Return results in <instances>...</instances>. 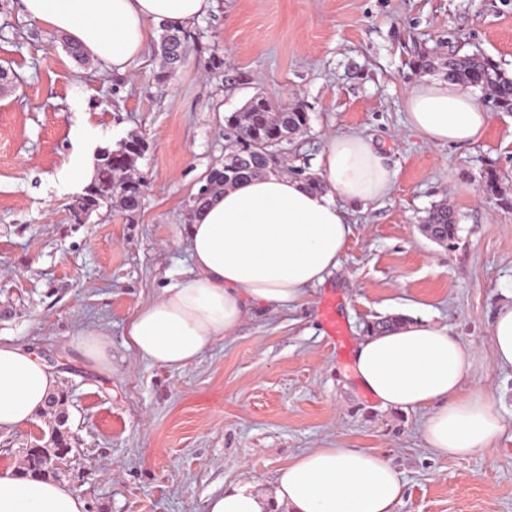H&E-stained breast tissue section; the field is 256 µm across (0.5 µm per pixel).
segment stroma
Listing matches in <instances>:
<instances>
[{"label":"stroma","instance_id":"obj_1","mask_svg":"<svg viewBox=\"0 0 512 512\" xmlns=\"http://www.w3.org/2000/svg\"><path fill=\"white\" fill-rule=\"evenodd\" d=\"M0 0V67L15 88L0 95V341L33 349L68 396L72 451L61 480L88 512H206L208 498L248 479L270 487L309 448H367L390 460L404 492L394 512H512V371L495 366L489 330L512 302V112L491 114L483 137L431 146L405 123L418 76L412 55L480 54L512 76V0H214L183 68L154 79L159 26L142 58L118 74L78 64L59 35ZM224 58V77L207 70ZM246 74L245 82L229 76ZM301 103L308 128L288 157L316 171L331 132L369 138L393 186L347 204L353 233L325 285L289 308L251 309L198 361L168 369L124 343L127 320L176 281L186 204L224 156L226 113L257 92ZM149 150L140 215L100 208L83 224L70 208L83 189L65 171L75 154L130 132ZM496 169L498 194L484 187ZM457 216L453 246L423 227L431 207ZM333 305L344 343L329 336ZM431 320L478 351L464 387L501 400L506 425L491 448L464 458L428 448L422 412L382 406L351 373L368 324ZM108 334L109 367L90 360L80 332ZM37 416L0 431V472L49 431Z\"/></svg>","mask_w":512,"mask_h":512}]
</instances>
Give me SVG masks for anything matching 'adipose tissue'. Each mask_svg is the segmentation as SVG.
Wrapping results in <instances>:
<instances>
[{"mask_svg":"<svg viewBox=\"0 0 512 512\" xmlns=\"http://www.w3.org/2000/svg\"><path fill=\"white\" fill-rule=\"evenodd\" d=\"M213 0H21L23 14L80 45L91 60L125 73L155 22L185 25ZM407 125L432 146L479 140L491 116L464 87L421 79L404 102ZM324 191L287 175L251 177L209 199L179 241L189 257L182 279L141 307L124 328L142 358L171 369L196 362L230 336L249 308H288L324 284L352 233L340 200L386 196L392 174L358 133L326 137ZM494 364L512 370V303L491 324ZM477 350L447 327L406 323L365 336L353 362L359 385L385 407L423 410L425 440L442 457L489 448L505 423L492 394L465 392ZM54 374L27 347L0 341V430L30 422L53 390ZM403 488L390 461L365 448H311L280 469L271 491L234 484L208 499L206 512H393ZM0 512H87L66 483L0 472Z\"/></svg>","mask_w":512,"mask_h":512,"instance_id":"obj_1","label":"adipose tissue"}]
</instances>
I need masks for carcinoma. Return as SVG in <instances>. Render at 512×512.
<instances>
[{"instance_id":"obj_1","label":"carcinoma","mask_w":512,"mask_h":512,"mask_svg":"<svg viewBox=\"0 0 512 512\" xmlns=\"http://www.w3.org/2000/svg\"><path fill=\"white\" fill-rule=\"evenodd\" d=\"M198 42L197 33L187 25L160 24L158 47L169 43L176 50L188 51ZM161 68L155 75L159 83L168 81L183 67L185 60L178 56L160 54ZM410 66L417 73L439 71L443 79L488 92L494 105L503 112H512V77L500 71L494 62L484 56L455 54L439 59L426 53L414 57ZM309 123V112L296 102L287 103L279 97L258 94L243 108L224 116V160L211 168L205 183L189 202L186 218L194 209L205 206L207 198L217 196L248 177L283 175L288 172L300 176L302 171L288 167L285 145ZM148 147L143 136L131 132L118 148L95 157L94 175L84 187L80 202L73 206L71 219L78 223V212L96 211L105 202L121 209L131 221L140 213L142 201L149 187L147 177L138 163ZM425 224L436 241L449 246L455 239L456 219L448 205L439 204L429 212ZM41 415L53 419L50 439L26 451L19 467V475L49 479L60 474V467L51 464L60 460L59 452L69 447L66 432V395L56 391L49 395Z\"/></svg>"}]
</instances>
